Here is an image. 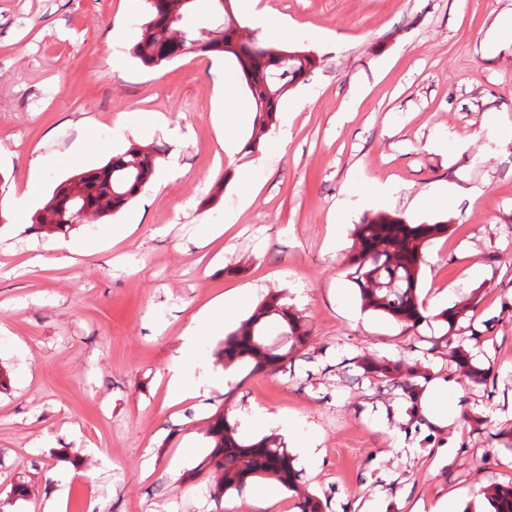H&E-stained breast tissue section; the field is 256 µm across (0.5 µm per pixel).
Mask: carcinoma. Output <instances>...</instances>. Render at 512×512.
<instances>
[{
    "instance_id": "cac0c4a2",
    "label": "carcinoma",
    "mask_w": 512,
    "mask_h": 512,
    "mask_svg": "<svg viewBox=\"0 0 512 512\" xmlns=\"http://www.w3.org/2000/svg\"><path fill=\"white\" fill-rule=\"evenodd\" d=\"M201 0H162L159 6L147 3V17L129 49L130 56L145 70H157L182 58L172 55L173 27L184 26L185 46L190 53L214 55L229 60L248 96L253 120L243 151H259L277 122L279 102L320 66L321 58L300 50L298 56L282 61L280 43L240 34L236 13L224 9L221 0H208L212 36L205 37L191 23ZM161 149L155 145L130 142L105 164L76 171L53 189L51 196L31 217L34 225H49L57 232L72 226L74 204L102 210L108 218L130 204L155 176ZM446 221L415 224L402 216L374 213L356 225L359 247L347 260L348 278L357 289L365 309L414 328L427 321L426 306L419 294V274L425 263L424 250L436 238L448 235ZM476 303L464 301L434 315L452 331L469 317ZM310 336L302 317L292 312L277 293L268 294L254 312L230 331L218 344L216 363L228 368L242 364L249 375L277 374L295 365L302 357ZM449 357L474 382L481 383L489 370L472 363L460 345L449 350ZM358 366L363 376L379 382L403 384L410 401H416L420 388L410 382L414 370L401 362L363 357ZM210 451L203 462L187 471L193 481L210 469L220 473L213 486L216 512H224V496L258 479L271 480L295 491L300 473L295 459L273 434L249 441L237 433V426L223 411L209 418ZM487 512H512V483L485 493Z\"/></svg>"
}]
</instances>
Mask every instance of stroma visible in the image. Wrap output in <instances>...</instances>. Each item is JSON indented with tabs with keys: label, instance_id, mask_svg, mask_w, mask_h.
Returning <instances> with one entry per match:
<instances>
[{
	"label": "stroma",
	"instance_id": "obj_1",
	"mask_svg": "<svg viewBox=\"0 0 512 512\" xmlns=\"http://www.w3.org/2000/svg\"><path fill=\"white\" fill-rule=\"evenodd\" d=\"M294 45L321 57L279 106L253 155L252 121L222 92L246 94L222 57L190 54L156 71L129 47L146 0H0V512H214L211 477L183 476L208 453V419L250 408L296 417L317 439L298 462L327 512H431L439 500L486 512L512 482V0H258ZM162 149L156 179L114 220L63 237L31 216L73 170L129 142ZM40 156L57 165L34 169ZM252 170L241 196L220 177ZM386 195L374 193L375 186ZM385 212L450 223L419 277L435 314L476 301L452 336L362 309L346 261L354 226ZM130 233L113 241L114 224ZM93 244L88 256L63 241ZM243 273H235V266ZM278 291L311 336L294 371L245 377L215 366L208 394L167 399L168 368L200 310L222 332L249 315L233 296ZM462 345L484 383L451 361ZM361 356L401 360L418 385L450 390L466 419H414L397 384L364 378ZM25 483L27 495L12 493ZM225 496L224 512H300L275 489Z\"/></svg>",
	"mask_w": 512,
	"mask_h": 512
}]
</instances>
